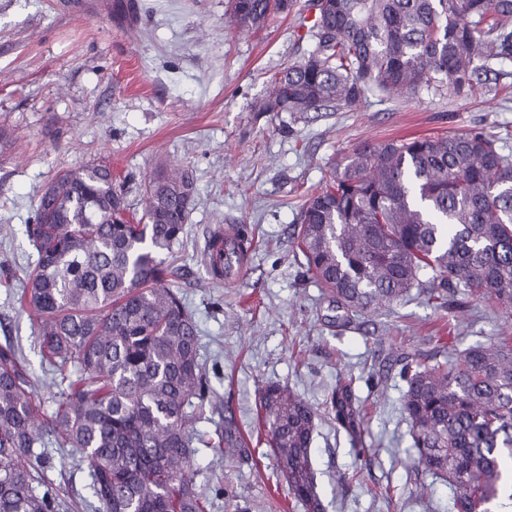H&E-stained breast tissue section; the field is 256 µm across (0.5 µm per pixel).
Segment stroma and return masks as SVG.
<instances>
[{"mask_svg": "<svg viewBox=\"0 0 512 512\" xmlns=\"http://www.w3.org/2000/svg\"><path fill=\"white\" fill-rule=\"evenodd\" d=\"M65 0H0V345L28 359L46 411L59 388L40 367L39 323L17 293L37 253L26 235L36 202L61 170L106 163L135 211L158 166L193 169L187 233L168 258L175 287L193 314L216 409L196 422L214 434L233 416L249 452L203 449L194 475L208 512H303L276 473L255 424L257 392L279 383L315 413L312 463L325 512H450L453 493L435 482L419 496L409 427L401 406L400 354L486 344L512 334V312L465 298L462 309L403 300L336 322L325 291L304 275L292 245L304 201L345 155L384 142L477 129L512 155V61L481 75L472 93L421 90L401 100L379 93L354 110L256 111L274 77L310 46L312 0L251 33L226 14L227 0H124L83 13ZM249 225L253 244L235 282L213 280L205 254L216 226ZM386 376L384 397L365 379ZM356 377L367 416V453L357 457L326 400L337 377ZM48 480L75 512H102L87 467L50 448Z\"/></svg>", "mask_w": 512, "mask_h": 512, "instance_id": "35a3bbf8", "label": "stroma"}]
</instances>
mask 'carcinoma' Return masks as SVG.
Returning <instances> with one entry per match:
<instances>
[{
  "instance_id": "carcinoma-1",
  "label": "carcinoma",
  "mask_w": 512,
  "mask_h": 512,
  "mask_svg": "<svg viewBox=\"0 0 512 512\" xmlns=\"http://www.w3.org/2000/svg\"><path fill=\"white\" fill-rule=\"evenodd\" d=\"M294 0H228L242 31L262 29ZM313 45L275 76L259 112L356 109L372 92L422 88L460 96L479 71L512 59V0H314ZM192 171L148 181L134 220L107 164L57 173L28 236L38 260L18 294L40 319L43 369L61 391L45 416L25 359L0 346V512H66L48 486L51 437L88 468L104 512H207L192 475L187 408L210 388L192 315L173 288L178 269L157 257L186 232ZM293 243L304 275L346 323L412 290L436 308L463 288L512 308V157L482 131L362 143L304 203ZM402 411L415 465L453 492L451 512L512 506V339L458 355L405 357ZM353 377L328 410L364 444ZM270 455L304 512H323L311 458L315 413L279 384L258 395ZM217 446L247 443L231 419Z\"/></svg>"
}]
</instances>
